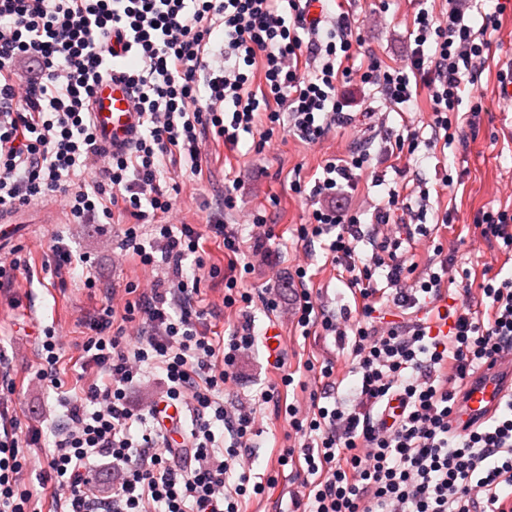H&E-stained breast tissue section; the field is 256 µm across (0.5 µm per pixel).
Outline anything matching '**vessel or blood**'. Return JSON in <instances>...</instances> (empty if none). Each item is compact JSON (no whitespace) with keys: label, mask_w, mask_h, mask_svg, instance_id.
<instances>
[{"label":"vessel or blood","mask_w":512,"mask_h":512,"mask_svg":"<svg viewBox=\"0 0 512 512\" xmlns=\"http://www.w3.org/2000/svg\"><path fill=\"white\" fill-rule=\"evenodd\" d=\"M92 116L102 144L109 151L125 149L139 128L130 88L121 80L101 83L94 96ZM512 395V355H496L494 362L467 380L460 401L457 428L469 431L476 428Z\"/></svg>","instance_id":"obj_1"}]
</instances>
